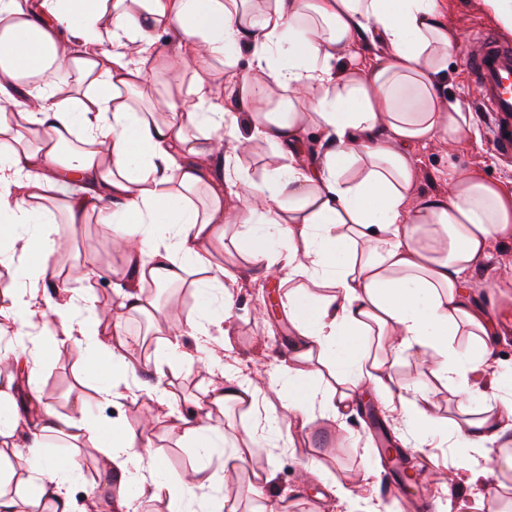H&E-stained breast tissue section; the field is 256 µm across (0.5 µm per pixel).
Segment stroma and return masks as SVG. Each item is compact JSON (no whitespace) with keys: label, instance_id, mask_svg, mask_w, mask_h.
I'll use <instances>...</instances> for the list:
<instances>
[{"label":"stroma","instance_id":"35a3bbf8","mask_svg":"<svg viewBox=\"0 0 512 512\" xmlns=\"http://www.w3.org/2000/svg\"><path fill=\"white\" fill-rule=\"evenodd\" d=\"M444 6L455 27L457 51L448 68V91L463 100L469 108L471 131L443 155L439 145L431 144L418 152L420 189L442 192L447 185L436 173L446 158H453L459 169L474 172L512 190V159L499 155L493 146L494 119L478 106V91L464 69V58L474 44L472 37L494 22L482 9L480 0H444ZM63 242L53 262L57 273L82 260L86 252L97 257V266L105 275L91 284L68 279L63 284L71 289L90 287L97 300L102 324L121 322L130 338L145 339L135 347L133 359L137 377L129 383V396L121 406L102 404L97 393L80 387L78 380L84 363L79 353L64 350L46 355L35 371L12 372L0 365L1 378H14L21 416L35 421L44 410L57 417L68 418L86 412L103 420L121 415L133 428H146L148 450L162 459L171 477H183L193 464L192 449L186 448L173 429L174 417L155 410L148 396L155 382L151 370L159 339L146 336L148 322L132 316L117 320L120 291L118 271L125 261V250L114 241L103 226L91 223L77 228L57 225ZM471 278L484 281L487 288L482 303L490 313L512 310V300L502 298L500 285L512 279V245L496 246L470 273ZM280 271L256 276L251 265H243L242 278L236 293V307L227 326L230 347L224 360L249 376L269 377L286 361L282 348L291 344L295 330L282 306L286 293L280 285ZM149 295L158 307V315L173 326L183 325L194 314L197 301L193 289L149 288ZM395 376L402 384H416L432 394V413L443 418L454 407L456 398L433 377L425 357L414 352L401 356ZM181 406L205 398L211 389L212 377L201 362L174 367L167 376ZM383 433L388 444L402 449L406 456V472L417 480L420 489L432 502L433 512H481L486 500H494L498 512H512V474L500 471L494 461H487L485 473L456 470L457 451L453 448H419L415 435L393 413L384 407L370 409L367 398L355 401L352 408H343L337 419L321 413L310 415L308 422H292L286 436L272 435L253 444L245 455L242 470H225L220 458H212L209 467L215 475L207 497L222 500L223 512H259L257 498L245 495L242 485L250 472H269L273 487L282 500L283 512H346L347 505L331 491L342 484L358 494L379 512H399L401 504L387 489L390 475L376 453V433ZM46 452L52 456L78 454L81 476L70 489L75 508H82L89 491H107L112 466L100 449L74 445L62 436L46 441ZM319 463L320 474L308 473L310 463Z\"/></svg>","mask_w":512,"mask_h":512}]
</instances>
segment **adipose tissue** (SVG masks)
Listing matches in <instances>:
<instances>
[{
  "label": "adipose tissue",
  "mask_w": 512,
  "mask_h": 512,
  "mask_svg": "<svg viewBox=\"0 0 512 512\" xmlns=\"http://www.w3.org/2000/svg\"><path fill=\"white\" fill-rule=\"evenodd\" d=\"M456 46L442 0H0V266L14 273L0 293V339H14L0 364L21 362L38 330L51 350L84 357L104 402L121 398L136 371L121 324L102 327L89 295L45 290L57 222L94 219L127 245V313L154 308L148 283L184 284L199 298L185 330L155 328L164 338L153 359L156 406L178 404L165 380L190 356L185 337L216 378L178 418L200 459L180 482L144 457V432L123 418L82 412L62 421L47 411L25 431L11 385L0 386V463L11 454L29 462L20 497L6 493L12 474L0 466V512L45 499L53 512H73L80 463L46 454L51 435L104 449L120 488L115 512H138L147 491L185 512L187 490L214 480L207 458L223 454L230 467L244 459L208 421L232 406L248 409L242 429L254 443L310 409L336 413L369 389L420 444L461 449L464 468L512 444V368L496 356L468 278L493 242L512 240V191L452 164L440 172L447 192L417 188V148L470 130L465 103L447 91ZM220 59L233 68L222 85L200 74ZM158 71L162 112L142 93ZM314 132L319 147L308 157L302 144ZM254 139L282 160L259 180L239 158ZM51 190L63 216L46 204ZM229 225L256 271L277 265L285 282L321 289L288 292L298 340L291 364L263 387L229 371L211 346L242 270L202 244L223 241ZM461 336L470 349L458 350ZM403 351L427 357L436 380L459 396L456 413L434 417L428 394L395 380ZM327 372L336 385L321 397L315 383ZM482 375L488 385L478 394ZM271 390L287 394L282 415L262 411Z\"/></svg>",
  "instance_id": "1"
}]
</instances>
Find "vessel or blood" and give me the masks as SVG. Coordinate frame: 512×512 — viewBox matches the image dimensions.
Wrapping results in <instances>:
<instances>
[{
    "mask_svg": "<svg viewBox=\"0 0 512 512\" xmlns=\"http://www.w3.org/2000/svg\"><path fill=\"white\" fill-rule=\"evenodd\" d=\"M475 50L465 57L479 103L496 119L495 148L512 155V41L486 29L474 35Z\"/></svg>",
    "mask_w": 512,
    "mask_h": 512,
    "instance_id": "obj_1",
    "label": "vessel or blood"
}]
</instances>
